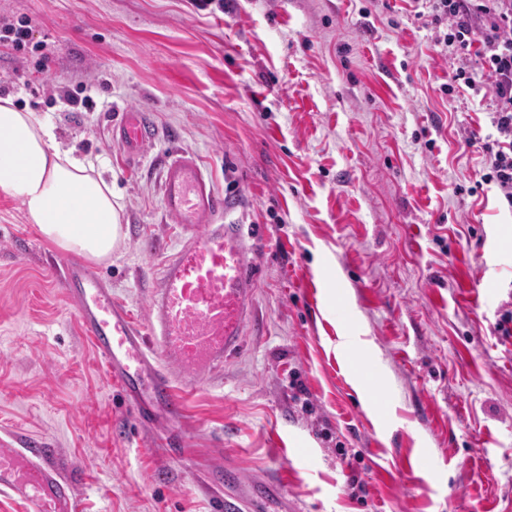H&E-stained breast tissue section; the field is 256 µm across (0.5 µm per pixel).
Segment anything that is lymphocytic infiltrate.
Returning a JSON list of instances; mask_svg holds the SVG:
<instances>
[{"instance_id": "lymphocytic-infiltrate-1", "label": "lymphocytic infiltrate", "mask_w": 512, "mask_h": 512, "mask_svg": "<svg viewBox=\"0 0 512 512\" xmlns=\"http://www.w3.org/2000/svg\"><path fill=\"white\" fill-rule=\"evenodd\" d=\"M439 42L459 65L455 80L473 92H489L494 135L482 146V183L494 185L512 211V0H426Z\"/></svg>"}]
</instances>
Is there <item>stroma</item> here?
I'll return each mask as SVG.
<instances>
[{
    "instance_id": "obj_1",
    "label": "stroma",
    "mask_w": 512,
    "mask_h": 512,
    "mask_svg": "<svg viewBox=\"0 0 512 512\" xmlns=\"http://www.w3.org/2000/svg\"><path fill=\"white\" fill-rule=\"evenodd\" d=\"M197 2L0 0L52 45L0 43V97L111 181L126 239L96 270L141 321L147 266L178 243L162 170L193 151L258 227L256 325L157 447L53 283L60 249L0 194V444L41 442L79 512H220L201 488L220 468L265 512H512L489 97L446 92L455 62L419 0ZM141 107L158 139L133 163L109 128Z\"/></svg>"
}]
</instances>
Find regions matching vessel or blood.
I'll return each mask as SVG.
<instances>
[{"label": "vessel or blood", "instance_id": "b4317fda", "mask_svg": "<svg viewBox=\"0 0 512 512\" xmlns=\"http://www.w3.org/2000/svg\"><path fill=\"white\" fill-rule=\"evenodd\" d=\"M156 138L149 110L123 112L112 141L131 159ZM163 205L181 229L179 247L160 266L146 321L116 301L108 281L73 256L57 262L56 285L76 308L84 335L111 382L144 422L162 426L159 445L183 422L187 396L236 351L255 320L250 242L253 226L232 222L237 194L217 188L196 155L172 156ZM0 494L29 512H78L74 485L37 447L0 448Z\"/></svg>", "mask_w": 512, "mask_h": 512}]
</instances>
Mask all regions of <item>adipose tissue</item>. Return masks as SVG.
<instances>
[{
  "label": "adipose tissue",
  "mask_w": 512,
  "mask_h": 512,
  "mask_svg": "<svg viewBox=\"0 0 512 512\" xmlns=\"http://www.w3.org/2000/svg\"><path fill=\"white\" fill-rule=\"evenodd\" d=\"M0 193L61 250L101 263L124 244L122 207L102 172L61 149L53 123L10 96L0 97Z\"/></svg>",
  "instance_id": "obj_1"
}]
</instances>
